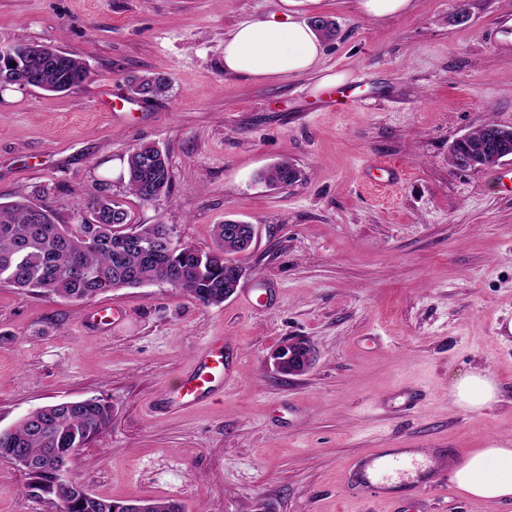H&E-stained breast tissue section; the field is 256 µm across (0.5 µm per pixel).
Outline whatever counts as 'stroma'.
<instances>
[{"label":"stroma","mask_w":512,"mask_h":512,"mask_svg":"<svg viewBox=\"0 0 512 512\" xmlns=\"http://www.w3.org/2000/svg\"><path fill=\"white\" fill-rule=\"evenodd\" d=\"M411 0L385 19L361 0H0V47L51 44L90 79L55 95L0 87V202L25 193L74 224L95 197L134 224H167L205 250L216 225L256 235L243 287L203 306L162 284L69 302L0 284V430L40 406L97 398L112 424L69 473L104 499H169L185 512H386L373 492L347 494L351 462L374 448H443L449 457L512 444V157L451 165L452 145L486 122L512 127V0ZM334 20L308 73L257 80L225 72L224 40L241 23ZM163 74L144 101L130 80ZM344 74L329 87L322 80ZM111 98L105 112L101 101ZM139 143L168 157L172 186L150 203L122 181ZM300 170L273 188L261 172ZM119 315L87 329L95 309ZM223 338L222 397L180 413L174 390L194 352ZM310 370L276 374L290 340ZM486 369L501 403L466 411L454 380ZM423 394L398 409L403 388ZM0 460V512H56L27 495ZM428 512H512L465 497L440 470ZM270 358L276 373L282 374L288 368V376H296L311 368L313 352L311 346L306 342L293 341L277 348Z\"/></svg>","instance_id":"obj_1"}]
</instances>
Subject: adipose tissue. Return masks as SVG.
I'll return each instance as SVG.
<instances>
[{"mask_svg":"<svg viewBox=\"0 0 512 512\" xmlns=\"http://www.w3.org/2000/svg\"><path fill=\"white\" fill-rule=\"evenodd\" d=\"M323 53L308 23H274L254 20L239 25L224 41L225 72L251 77L303 75ZM451 395L456 406L480 411L500 402L496 380L482 368H472L454 382ZM448 478L466 497L478 501L512 500V448L489 441L456 459Z\"/></svg>","mask_w":512,"mask_h":512,"instance_id":"1","label":"adipose tissue"}]
</instances>
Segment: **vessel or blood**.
Segmentation results:
<instances>
[{
  "label": "vessel or blood",
  "instance_id": "1",
  "mask_svg": "<svg viewBox=\"0 0 512 512\" xmlns=\"http://www.w3.org/2000/svg\"><path fill=\"white\" fill-rule=\"evenodd\" d=\"M226 376L224 341L215 338L195 353L178 388L162 393L158 404L166 412L194 407L221 394ZM437 459L420 448H376L353 463L347 486L378 493L389 512H414L432 486Z\"/></svg>",
  "mask_w": 512,
  "mask_h": 512
}]
</instances>
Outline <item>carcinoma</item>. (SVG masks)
Listing matches in <instances>:
<instances>
[{"instance_id":"carcinoma-1","label":"carcinoma","mask_w":512,"mask_h":512,"mask_svg":"<svg viewBox=\"0 0 512 512\" xmlns=\"http://www.w3.org/2000/svg\"><path fill=\"white\" fill-rule=\"evenodd\" d=\"M40 44L11 46L22 70L37 66V88L56 93L70 91L65 73L89 77L86 64L66 55L63 68L56 59L31 56ZM145 98L164 96L170 88L162 74L131 81ZM128 192L150 202L169 191L172 174L166 155L153 144H138L127 157L123 175ZM299 178L296 167L284 159L263 174L271 186L288 185ZM98 216L92 221L62 224L56 213L19 194L16 200L0 203V284L39 295L82 301L118 288H140L151 283L175 280L172 291L186 294L199 303H224V261L238 252L236 243L224 237V225L215 231L214 247L203 251L192 245H174L167 254L152 255L145 245L170 231L167 224H133L118 201L101 196L94 200ZM37 415L42 425L35 428L31 416L14 427L0 430V459L7 460L21 449L32 459H73L77 452L112 423L110 406L101 401H77L65 407L48 404ZM50 500L57 512H106L113 501L91 494L84 485L66 475L58 482L45 475Z\"/></svg>"}]
</instances>
